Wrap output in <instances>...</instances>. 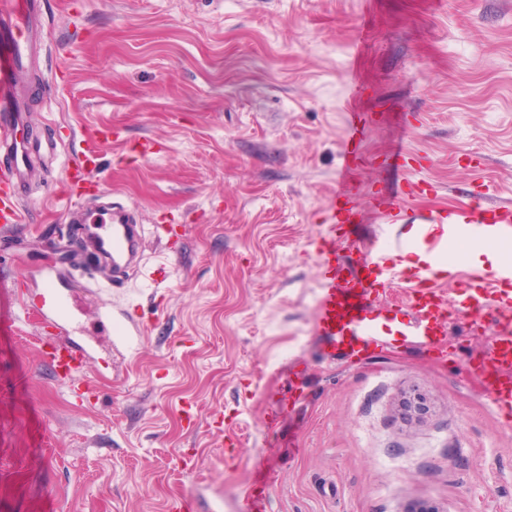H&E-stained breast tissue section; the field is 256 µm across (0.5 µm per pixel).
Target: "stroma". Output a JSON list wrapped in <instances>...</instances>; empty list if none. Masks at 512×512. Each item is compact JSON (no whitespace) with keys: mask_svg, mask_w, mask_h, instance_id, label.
Masks as SVG:
<instances>
[{"mask_svg":"<svg viewBox=\"0 0 512 512\" xmlns=\"http://www.w3.org/2000/svg\"><path fill=\"white\" fill-rule=\"evenodd\" d=\"M44 2L20 134L59 153L29 169L37 221L0 233V512H168L192 492L234 512L261 456L277 470L267 512H512V423L462 365L484 321L451 322L454 363L332 362L314 334L351 108L373 115L360 194L404 187L385 159L407 148L437 187L414 208L462 210L483 189L512 202V0ZM102 128L89 203L134 208L145 232L143 268L102 302L148 333L109 351L102 302H85L99 401L81 405L13 284L63 268L65 168ZM408 230L367 208L352 238L402 240L398 259ZM290 389L303 404L270 432Z\"/></svg>","mask_w":512,"mask_h":512,"instance_id":"35a3bbf8","label":"stroma"}]
</instances>
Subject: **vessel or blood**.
<instances>
[{
    "label": "vessel or blood",
    "mask_w": 512,
    "mask_h": 512,
    "mask_svg": "<svg viewBox=\"0 0 512 512\" xmlns=\"http://www.w3.org/2000/svg\"><path fill=\"white\" fill-rule=\"evenodd\" d=\"M40 0H0V219L20 224L25 213V170L28 144L19 142L16 131L23 123L18 73L37 49L32 33L37 28ZM372 124L368 112L348 115L342 146L343 164L336 189L329 198V221L338 226L356 223L360 213L354 173L361 144ZM368 202L386 214L389 223L413 224L414 244L432 254V261L405 275L407 299L400 303L384 300L383 293L393 279L385 255L388 241H373L361 252L356 264H349L335 248L316 250L320 293L315 333L328 356L362 361L374 351L397 345H412L435 359H453L447 347L448 322L465 312L487 319L491 329L486 348L465 363L466 371L479 381L494 410L512 411V267L503 266L469 275L459 299L448 298L437 288L441 272L435 260L443 256L463 224L472 225L478 237L492 239L512 229V205H479L464 211L439 209L408 215L405 203L370 195ZM80 223L91 225L90 244L112 264V284L121 286L124 273L138 265L143 256V235L131 208L123 205L76 207ZM73 298H58L42 305L45 319L64 336L54 357L66 374L79 370L90 350L74 337ZM114 339L129 351H136L144 331L138 321L123 313L113 315ZM253 478L237 499L235 512H265L268 491L276 474L265 459H255Z\"/></svg>",
    "instance_id": "obj_1"
}]
</instances>
